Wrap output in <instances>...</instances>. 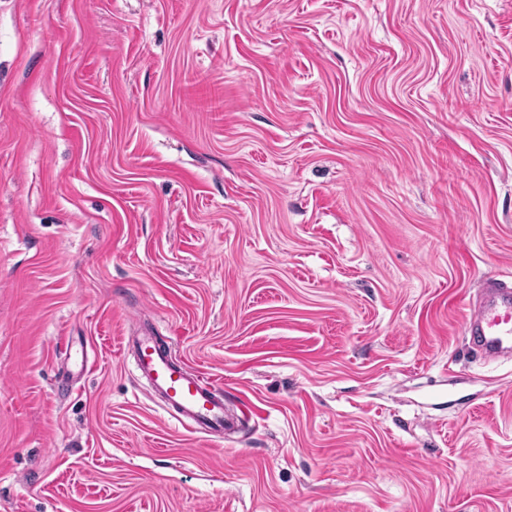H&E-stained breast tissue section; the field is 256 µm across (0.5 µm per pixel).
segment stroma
<instances>
[{
    "instance_id": "35a3bbf8",
    "label": "stroma",
    "mask_w": 512,
    "mask_h": 512,
    "mask_svg": "<svg viewBox=\"0 0 512 512\" xmlns=\"http://www.w3.org/2000/svg\"><path fill=\"white\" fill-rule=\"evenodd\" d=\"M499 275L512 0H0V512H512ZM462 334L488 361L512 359V284L490 277L466 304ZM145 332L124 336L122 351L134 357L138 379L151 388L158 405L191 434H223L229 420L224 414V394L204 374L176 361L171 346Z\"/></svg>"
}]
</instances>
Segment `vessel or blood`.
<instances>
[{
    "instance_id": "1",
    "label": "vessel or blood",
    "mask_w": 512,
    "mask_h": 512,
    "mask_svg": "<svg viewBox=\"0 0 512 512\" xmlns=\"http://www.w3.org/2000/svg\"><path fill=\"white\" fill-rule=\"evenodd\" d=\"M462 333L483 359L511 360L512 284L485 279L466 305ZM122 348L134 357L138 377L158 405L186 431L202 437L223 433L229 424L224 395L201 371L176 361L171 346L152 335L124 337Z\"/></svg>"
}]
</instances>
